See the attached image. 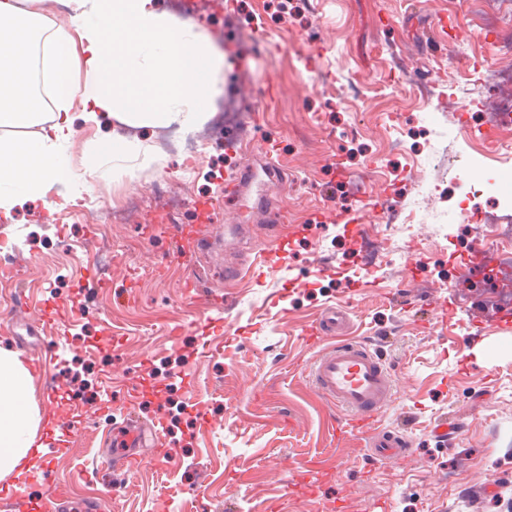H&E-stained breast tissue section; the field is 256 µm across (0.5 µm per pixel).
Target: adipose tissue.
<instances>
[{
  "mask_svg": "<svg viewBox=\"0 0 512 512\" xmlns=\"http://www.w3.org/2000/svg\"><path fill=\"white\" fill-rule=\"evenodd\" d=\"M0 0V216L26 204L57 206L91 194L89 177L104 157L146 167L153 148L123 127L205 124L221 94L226 55L209 37L162 10L158 0ZM44 48L55 111L33 87L32 61ZM112 122L90 161L76 167L66 152L76 125ZM31 374L18 354L0 350V478L28 462L39 425L29 399Z\"/></svg>",
  "mask_w": 512,
  "mask_h": 512,
  "instance_id": "1",
  "label": "adipose tissue"
}]
</instances>
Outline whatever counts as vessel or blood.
<instances>
[{"label": "vessel or blood", "mask_w": 512, "mask_h": 512, "mask_svg": "<svg viewBox=\"0 0 512 512\" xmlns=\"http://www.w3.org/2000/svg\"><path fill=\"white\" fill-rule=\"evenodd\" d=\"M347 315L343 308H328L313 331L332 339L310 370L312 383L319 395L350 420L371 423L391 402L394 380L377 352L357 341L343 340ZM160 439V430L145 434L133 417L113 430L107 441L110 468L125 470L144 460L142 449L146 437ZM409 440L398 433L373 427L369 436V454L381 463H396L409 454Z\"/></svg>", "instance_id": "vessel-or-blood-1"}]
</instances>
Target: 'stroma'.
I'll use <instances>...</instances> for the list:
<instances>
[{
    "label": "stroma",
    "mask_w": 512,
    "mask_h": 512,
    "mask_svg": "<svg viewBox=\"0 0 512 512\" xmlns=\"http://www.w3.org/2000/svg\"><path fill=\"white\" fill-rule=\"evenodd\" d=\"M162 3L228 53L209 121L223 131L190 162L159 130H129L156 147V169L116 179L106 162L77 204L0 219V267L17 270L0 278V349L42 325L50 365L30 398L53 471L1 478L0 499L58 485L100 512H512V322L458 262L468 232L450 246L440 232L460 227L450 180L482 177L468 149L512 83L468 90L463 123L441 105L473 60L512 69V0ZM269 143L286 178L264 172ZM423 182L445 192L415 238L386 236L381 203L409 208ZM127 198L143 200L140 222L97 223ZM269 246L276 272L225 277ZM333 305L399 381L375 423L408 436L402 463L333 427L308 376L329 342L306 333ZM51 387L69 403H50ZM130 413L160 423L164 463L103 477L105 440ZM53 414L74 425L63 450L45 442Z\"/></svg>",
    "instance_id": "1"
}]
</instances>
